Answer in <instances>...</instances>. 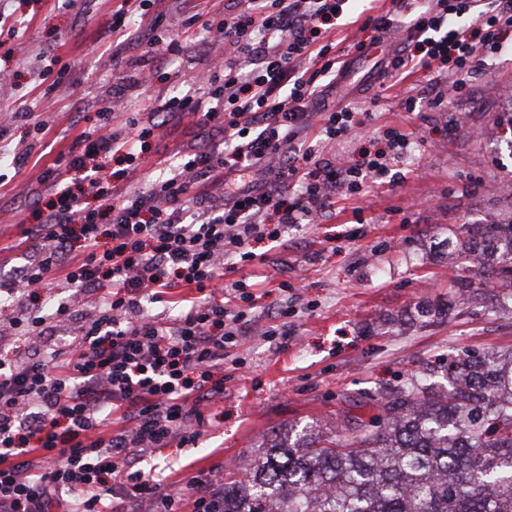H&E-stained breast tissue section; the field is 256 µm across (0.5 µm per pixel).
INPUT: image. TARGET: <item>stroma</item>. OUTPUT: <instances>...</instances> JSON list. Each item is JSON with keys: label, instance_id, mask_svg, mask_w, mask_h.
Here are the masks:
<instances>
[{"label": "stroma", "instance_id": "stroma-1", "mask_svg": "<svg viewBox=\"0 0 512 512\" xmlns=\"http://www.w3.org/2000/svg\"><path fill=\"white\" fill-rule=\"evenodd\" d=\"M199 3L205 24L223 19L225 0H160L164 27L182 51L159 59L144 47L112 53L113 12L140 19L141 0H0V272L22 262L13 245L46 200L33 168L53 167L95 125L120 90L113 69L127 79L121 91L131 111L146 122L203 68L214 31L204 24L184 32ZM364 38L339 21L336 49L359 71L350 86H337L336 101L351 105L355 129L322 141L319 151L378 150L384 129L396 124L411 132V144L366 195L337 200L320 223L290 229L280 245L256 244L263 259L243 276L264 271L275 280L256 301L257 325L287 311L288 339L254 335L233 348L242 364L225 366L224 397L202 405L196 441L146 458L169 468L178 487L196 475L245 471L273 433L306 425L327 432L344 416L369 418L377 398L427 363L465 350H512V304L499 305L494 289L479 283L469 303H458L460 274L442 247L449 229L489 215L512 221V192L504 190L512 185V105L499 95L512 84V61L469 74L453 101L437 102L415 83L420 96L409 112L406 90L391 87L375 60L359 58ZM214 146L194 118L169 115L142 165L120 184L144 189L158 154ZM21 151L28 158L18 170L11 160Z\"/></svg>", "mask_w": 512, "mask_h": 512}]
</instances>
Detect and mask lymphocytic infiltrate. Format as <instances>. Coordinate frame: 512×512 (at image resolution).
Instances as JSON below:
<instances>
[{
    "label": "lymphocytic infiltrate",
    "mask_w": 512,
    "mask_h": 512,
    "mask_svg": "<svg viewBox=\"0 0 512 512\" xmlns=\"http://www.w3.org/2000/svg\"><path fill=\"white\" fill-rule=\"evenodd\" d=\"M234 2L216 27L223 60L163 105L207 124L221 152L174 153L143 190L104 186L103 160L137 170L154 135L116 102L99 117L123 120L125 132L85 131L77 152L37 175L49 199L24 232L32 259L0 278V295L19 310L6 328L26 346L0 358V512H219L221 483L190 502L163 470L137 465L144 450L195 438L191 422L223 397L224 361L251 333L256 292L271 277L253 274L222 289L217 280L255 261L253 243H278L290 226L332 209L337 193L372 186L409 145L403 130L389 127L384 149L356 160L317 156L321 139L353 129L348 108L327 104L344 71L331 32L349 0ZM161 21L152 15L146 43L115 13L112 44L171 50ZM363 24L405 31L387 67L394 86L453 71L458 92L462 74L503 51L512 0H422L406 17L385 11ZM90 191L104 210L86 206ZM58 281L69 294L47 307L38 291ZM86 295L98 311L81 323ZM169 303L175 315L141 312ZM63 324L73 325L74 338L60 345Z\"/></svg>",
    "instance_id": "obj_1"
}]
</instances>
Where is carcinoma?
I'll list each match as a JSON object with an SVG mask.
<instances>
[{
	"label": "carcinoma",
	"instance_id": "carcinoma-1",
	"mask_svg": "<svg viewBox=\"0 0 512 512\" xmlns=\"http://www.w3.org/2000/svg\"><path fill=\"white\" fill-rule=\"evenodd\" d=\"M448 259L512 299V222L463 224ZM434 397L414 373L349 436L277 435L245 477L224 480V512H512V352L463 351Z\"/></svg>",
	"mask_w": 512,
	"mask_h": 512
}]
</instances>
